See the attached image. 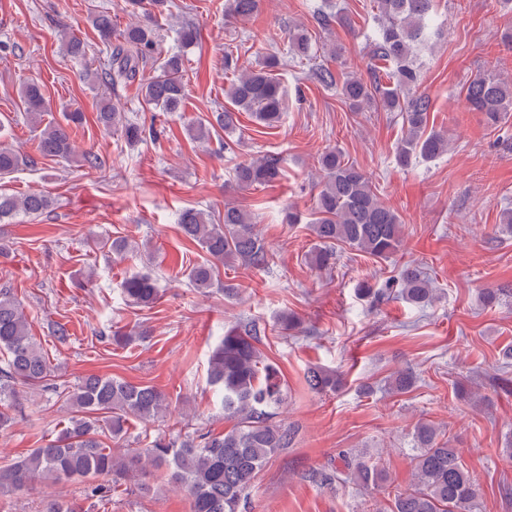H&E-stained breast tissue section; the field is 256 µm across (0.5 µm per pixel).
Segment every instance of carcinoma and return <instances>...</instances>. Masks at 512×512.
Wrapping results in <instances>:
<instances>
[{
    "label": "carcinoma",
    "instance_id": "carcinoma-1",
    "mask_svg": "<svg viewBox=\"0 0 512 512\" xmlns=\"http://www.w3.org/2000/svg\"><path fill=\"white\" fill-rule=\"evenodd\" d=\"M378 31L371 42L367 74L337 73L325 64L311 69L312 78L325 87L339 88L344 102L354 112H394L402 121L403 134L395 148V161L402 167L412 159L434 160L448 152V133L429 125L431 102L419 91L420 67L417 50L424 45L433 15L434 0H375ZM260 0H227L224 20L244 21L258 11ZM136 20L116 29L112 16L90 17L92 28L107 54V65L94 73L95 84L113 90L119 85L138 83L141 100L154 112H179L186 99L183 82L184 50L193 46L198 31L192 26L177 30L180 50L166 56L158 51L157 16L169 10V0H125ZM313 35L302 25L288 29L286 52L274 47L256 66L245 67L230 50L224 51V70L233 72L225 95L227 106L212 113V119L189 126L195 142H209L220 128L230 138L236 131L235 115L248 112L263 129H275L282 122L285 91L277 71L286 57L312 59ZM64 54L74 60L86 56V44L66 33ZM472 110L498 125L512 115V81L495 76L474 78L466 88ZM26 119L35 125L51 111L50 99L40 84L31 82L22 90ZM84 113H63V121L41 129L37 152L40 157H69L76 147L72 128L83 124ZM97 121L105 128L121 131L134 146L158 139L154 126L128 121L119 106L103 98ZM37 160L0 144V178ZM317 181L309 220L316 239L312 261L328 267L336 259L333 246L340 243L372 258L387 259L403 241V221L387 205L370 178L336 148L317 158ZM282 174L281 160L262 155L236 165L235 184L255 189L276 182ZM50 206L42 192L14 195L0 192V221L17 216L34 219ZM183 235L206 253L205 260L188 272L190 285L199 292L214 287L219 266L240 261L261 269L273 260L258 232L252 214L241 205L224 202V217L210 210L186 208L179 214ZM116 258L128 252V241L117 237L96 243ZM125 299L137 306L154 304L160 288L148 273L127 276L120 285ZM408 303L424 307L436 298L432 281L419 267L407 264L386 289ZM261 330L254 323L234 324L212 349L208 360V382L222 395L224 419L230 426L219 433L196 431L181 441L156 438L147 448L104 447L102 437L116 440L125 433L131 419L151 422L169 408L168 398L157 387L133 383L111 375L90 374L68 392L72 416L69 427L39 448H32L13 462L0 466V495L26 491L31 481L43 477L54 482L88 480V497L103 498L125 481L139 489L138 478L153 468L167 471V482L187 492L190 512H239L244 493L253 480L282 448L288 447V429L276 421V409L285 398L286 386L280 372L267 361L258 347ZM0 434L14 424L18 388L46 386L53 377L49 357L31 336L28 318L9 288H0ZM314 393L336 389V373L311 366L305 373ZM409 369L390 380V390L403 394L413 387ZM416 454L412 458L410 484L389 497L376 512H478L480 495L473 476L461 462L460 449L449 446L435 424L419 421L414 426ZM342 467L311 475L325 482L334 479L368 487L380 485L388 476L371 462L367 453L339 454Z\"/></svg>",
    "mask_w": 512,
    "mask_h": 512
}]
</instances>
